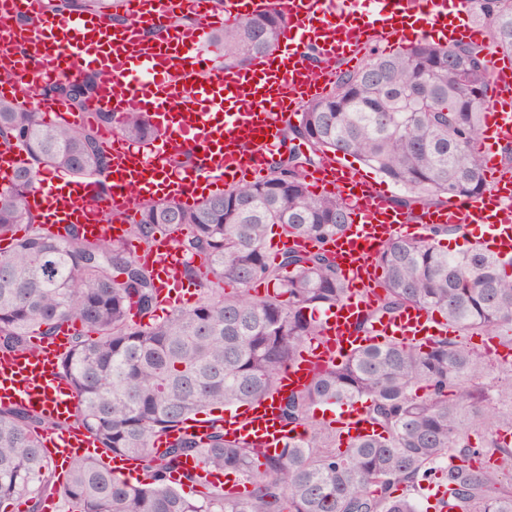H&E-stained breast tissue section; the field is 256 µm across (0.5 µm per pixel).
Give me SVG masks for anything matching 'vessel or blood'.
<instances>
[{
  "label": "vessel or blood",
  "instance_id": "obj_1",
  "mask_svg": "<svg viewBox=\"0 0 512 512\" xmlns=\"http://www.w3.org/2000/svg\"><path fill=\"white\" fill-rule=\"evenodd\" d=\"M127 15L121 25L98 14L46 13L42 0H0V97L22 103L36 100L50 123L74 124L83 114L58 98H32L38 82L78 77L86 70L107 72L87 110H108L111 126L100 138L112 162L107 190L90 182L49 178L32 195L30 207L54 235L71 225L85 235L126 240L141 194L162 195L184 206L226 187L264 176L281 150L280 130L299 106L325 94L338 63L356 60L364 36L381 38L386 48L407 40L448 46L462 40L481 42L468 0H374L363 13L361 0H114ZM270 8L287 18L281 41L284 52L241 69L227 70L207 57L212 29L238 23L246 10ZM194 15L193 23L171 26L175 14ZM163 35L150 39L146 30ZM314 47L318 68H310L305 50ZM490 104L479 141L484 175L492 189L478 197L421 211L416 217L395 208L387 185L352 171L336 155L324 156L309 172L315 193L338 194L350 209L349 228L332 243V253L351 286V294L322 317L323 340L308 346L280 378L281 393L306 385L325 362L353 349L397 341L423 343L445 330L443 322L410 306L376 322L369 333L356 331L371 306L367 289L375 272L370 265L391 234L411 239L427 236L430 227L480 226L479 243L492 253L512 257V174L504 172L496 147L512 139V57L497 52L487 59ZM151 114L164 131L162 139L133 144L119 132L130 107ZM191 151L189 166L172 163L175 152ZM134 255L156 276L161 307H180L186 297L181 269L184 254L174 236L158 238ZM67 335L36 338L31 353L0 355V404L16 403L53 422L44 444L63 460L92 454L94 443L72 423L78 403L73 389L57 375L56 358ZM278 400L269 397L224 412L229 436L249 441L257 452L282 448L287 438L277 417ZM360 404L337 408L347 436L370 432Z\"/></svg>",
  "mask_w": 512,
  "mask_h": 512
}]
</instances>
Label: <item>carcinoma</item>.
<instances>
[{
    "mask_svg": "<svg viewBox=\"0 0 512 512\" xmlns=\"http://www.w3.org/2000/svg\"><path fill=\"white\" fill-rule=\"evenodd\" d=\"M52 14L94 11L111 0H47ZM472 14L490 45L422 41L336 71L331 90L296 113L283 129L292 145L260 180L229 187L185 207L137 200L128 235L145 247L159 230L175 228L186 256L183 276L211 279L197 300L155 318L153 271L121 242L90 239L77 228L51 234L29 196L48 171L106 188L110 167L99 129L112 113L88 112L106 78L89 72L42 89L84 113L76 125L52 124L32 106L0 99V148L24 157L0 186V238L15 225L26 236L0 251V352L31 350V336H56L66 323L81 328L58 357V375L79 403L73 424L105 454L133 455L144 478L129 483L99 458L74 460L64 480L41 445L52 424L17 405H0V506L24 501L41 512L57 494L71 512H418L415 492L438 478L448 512H512V360L470 346L486 336L512 349V261L478 246L463 252L441 240L464 235L437 226L419 240L389 236L372 264L381 293L358 325L418 306L448 329L424 344L383 343L331 358L302 389L280 398L279 417L302 437L259 456L244 440L227 438L223 416L203 436L179 431L190 415L265 399L301 350L321 339L317 314L350 295L348 281L325 244L349 224L332 193H312L308 168L329 154L351 156L381 174L411 215L488 189L477 151L490 74L480 52L512 53V0H472ZM288 20L250 13L215 34L224 68H243L270 55ZM139 142L156 136L146 113L130 109L119 127ZM286 239L305 237L312 249H267L273 227ZM224 287L219 288L217 284ZM268 287L263 295L253 286ZM135 306L140 320L129 317ZM360 401L373 432L343 445L340 428L316 409ZM178 432L164 450L162 437ZM188 457L237 483H207L191 474L187 496L170 480ZM401 494H396V491Z\"/></svg>",
    "mask_w": 512,
    "mask_h": 512,
    "instance_id": "cac0c4a2",
    "label": "carcinoma"
}]
</instances>
